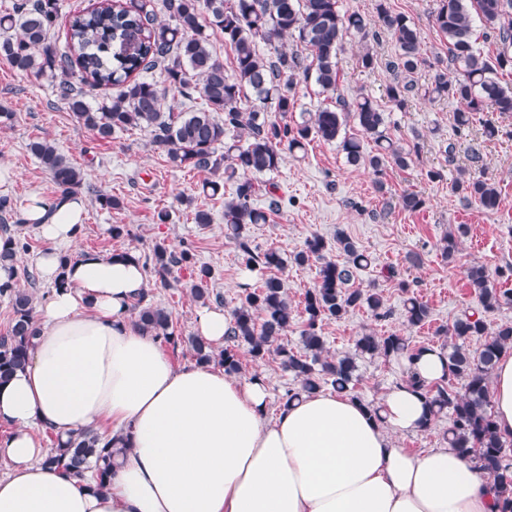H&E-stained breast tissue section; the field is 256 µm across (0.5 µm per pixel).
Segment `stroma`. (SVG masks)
<instances>
[{
  "instance_id": "obj_1",
  "label": "stroma",
  "mask_w": 512,
  "mask_h": 512,
  "mask_svg": "<svg viewBox=\"0 0 512 512\" xmlns=\"http://www.w3.org/2000/svg\"><path fill=\"white\" fill-rule=\"evenodd\" d=\"M391 6L409 16L420 31L421 56L426 64L415 79L427 85L430 65L448 57V42L437 31L433 15L438 0H389ZM379 63L374 69L359 67L360 46L346 41L338 58L341 82L338 99L352 101L358 94L369 95L389 113V131L404 148L420 145L421 151L408 169L387 166L383 178L389 196L413 190L427 200L424 210L410 213L399 207L383 208V196L375 190L370 168L352 166L337 143L311 142L306 153L286 156L273 173L258 175L261 183H274L282 197V208L272 221L257 225L253 246L276 248L283 254L302 249L307 237L317 233L332 238L343 229L374 262L357 271L354 284L359 288L377 286L392 314L387 321L374 322L365 309L351 312L345 319L325 323L323 334L331 352L348 350L364 329L380 333L406 332L413 343L441 346L442 337L435 328L448 324L461 312L477 308L478 300L468 285L467 268L475 263L489 272L512 265V113H487V120L499 128L494 140H486L480 130L456 137L453 129L455 101L411 99L405 109L389 103L386 88L392 80L386 69L387 59L395 54V43L388 34H380L373 44ZM0 107L13 114L9 125L0 126V198L8 199L17 236L31 247L18 253L15 271L20 287L28 289L34 303H41L50 291L48 284L23 279V272L33 270L36 254L46 249V242L34 225L21 217L31 198L52 199L59 191L51 176L43 170L28 145L35 139H48L58 152L80 169L83 183L78 193L86 201V214L75 242L68 249L71 257L85 252L109 256L122 251L136 255L151 254L155 243L177 247L191 244L198 263L214 272L211 286L219 292L224 311L238 304L242 284L259 285L266 273L247 270L241 265L235 245L224 236V202L235 194L234 183L223 173L216 180L223 186L210 196L202 191L203 174L190 168L174 166L163 150L151 143L147 132L132 129L102 141L75 122L66 104L60 100L51 81L24 74L0 59ZM454 145L453 155H446L447 145ZM483 157V174L501 192L498 210L486 211L467 204L450 190L459 170L469 169L471 151ZM438 171L429 180L428 171ZM106 193L118 198L119 208L101 209L96 197ZM207 210L209 224L196 223V209ZM164 210L166 223H156L154 215ZM127 225V236L116 238L112 227ZM466 225L454 260L441 256L440 242L457 225ZM393 266L396 279L380 278L381 267ZM179 282L164 288L154 274H147L145 301L170 312L176 334L190 336L201 308L188 294L191 282L188 269L178 270ZM406 281L413 292L431 308L429 325L408 329L405 323L398 281ZM360 380L356 391L362 399L378 402L386 388L402 380L405 367L396 359L365 358L359 363Z\"/></svg>"
}]
</instances>
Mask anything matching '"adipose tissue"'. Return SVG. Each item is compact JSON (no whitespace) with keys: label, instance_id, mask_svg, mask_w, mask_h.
Masks as SVG:
<instances>
[{"label":"adipose tissue","instance_id":"1","mask_svg":"<svg viewBox=\"0 0 512 512\" xmlns=\"http://www.w3.org/2000/svg\"><path fill=\"white\" fill-rule=\"evenodd\" d=\"M79 195L32 198L25 210L48 250L35 263L53 289L39 306L26 368L0 384V512H496L497 489L459 449L416 454L424 399L387 388L378 413L347 395L316 392L267 414L264 377L208 365L174 366L134 324L146 289L136 258L64 245L83 223ZM498 433L512 437V353L493 371ZM106 431L120 453L106 491L46 467L41 434Z\"/></svg>","mask_w":512,"mask_h":512}]
</instances>
